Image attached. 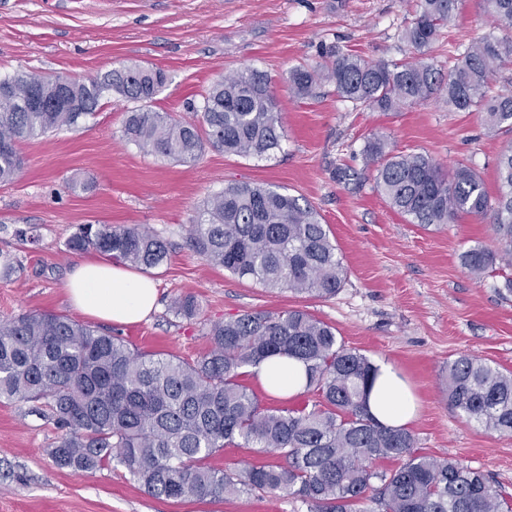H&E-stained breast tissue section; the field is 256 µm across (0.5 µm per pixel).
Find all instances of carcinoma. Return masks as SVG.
Here are the masks:
<instances>
[{
  "mask_svg": "<svg viewBox=\"0 0 512 512\" xmlns=\"http://www.w3.org/2000/svg\"><path fill=\"white\" fill-rule=\"evenodd\" d=\"M459 0H418L402 32L399 62L373 61L330 44L320 62L296 66L289 90L305 99L325 83L355 106L399 112L445 92L448 110L481 112L492 131H512V92L488 95L494 72L512 62V0H483L494 24L508 32L472 43L442 75L427 56ZM167 82L165 71L123 63L87 81L62 86L55 78L18 73L0 79V184L23 168V140L74 129L116 93L148 103ZM38 94L51 109L31 110ZM181 121L150 109L129 112L124 134L139 149L180 163L197 161L210 145L238 157L269 158L283 130L268 76L255 68L214 81ZM377 190L412 224H446L460 215L494 212L500 251L474 247L461 255L475 277L502 273L512 293V151L498 163L499 194L491 204L481 176L459 164L445 172L424 153H396L377 135L364 148ZM190 245L207 263L271 290L329 298L345 268L328 225L304 198L248 182L211 194L190 224ZM70 252L93 250L145 269L168 257L166 243L137 225L81 224L65 242ZM187 319L194 296L174 302ZM210 347L189 362L131 349L121 338L68 316L29 312L0 320V402L44 406L61 430L48 450L74 473L115 460L149 495L172 501L216 499L286 490L310 512H360L373 491L378 512H512L499 486L456 460L418 451L406 428L378 423L365 408L377 367L338 341L336 329L305 310L255 312L210 325ZM286 356L303 363L311 408L261 406L239 382L247 368ZM448 404L484 430L512 436V373L469 355L448 361ZM237 443L274 453L284 463H249L234 471L209 459ZM377 459L398 462L378 472Z\"/></svg>",
  "mask_w": 512,
  "mask_h": 512,
  "instance_id": "cac0c4a2",
  "label": "carcinoma"
}]
</instances>
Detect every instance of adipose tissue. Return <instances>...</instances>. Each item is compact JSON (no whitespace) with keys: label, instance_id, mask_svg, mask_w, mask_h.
<instances>
[{"label":"adipose tissue","instance_id":"obj_1","mask_svg":"<svg viewBox=\"0 0 512 512\" xmlns=\"http://www.w3.org/2000/svg\"><path fill=\"white\" fill-rule=\"evenodd\" d=\"M66 291L83 314L119 324L139 322L157 308L158 284L154 279L95 257L74 266ZM258 376L268 391L282 396L295 395L306 384L303 365L286 357L264 363ZM367 406L379 422L395 428L407 426L416 415L407 384L389 365L380 367Z\"/></svg>","mask_w":512,"mask_h":512}]
</instances>
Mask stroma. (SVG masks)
Masks as SVG:
<instances>
[{
    "mask_svg": "<svg viewBox=\"0 0 512 512\" xmlns=\"http://www.w3.org/2000/svg\"><path fill=\"white\" fill-rule=\"evenodd\" d=\"M416 9L415 0H0V78L24 71L86 80L123 62L156 66L168 81L150 109L189 121V102L219 76L250 67L268 74L284 131L270 159L209 146L182 165L124 138L135 104L112 94L78 128L20 142L24 169L0 184V252L19 265L0 276V319L44 311L84 321L65 290L82 256L65 252V241L82 224L138 225L167 243L169 257L149 271L157 310L109 327L131 348L191 361L208 349L214 322L305 309L335 327L347 348L394 366L408 382L418 403L408 428L420 452L457 460L512 494V436L452 410L444 380L449 360L462 354L512 372V295L502 277L474 278L460 260L478 245L501 249L494 215L438 228L409 223L377 191L363 154L382 133L394 151L427 153L446 169L467 164L493 197L497 159L512 150V132H489L481 113L449 111L440 96L384 113L352 107L328 84L313 99L288 88L290 70L315 63L325 43L373 60L402 59L401 33ZM497 33L482 0H459L429 60L447 69L472 42ZM235 182L279 186L312 203L343 257L345 283L335 296L269 290L192 250L189 227L203 200ZM19 229L27 240L16 237ZM187 294L199 304L191 319L172 309ZM59 434L51 416L0 402V512H309L284 491L157 499L114 463L76 474L48 454Z\"/></svg>",
    "mask_w": 512,
    "mask_h": 512,
    "instance_id": "obj_1",
    "label": "stroma"
}]
</instances>
